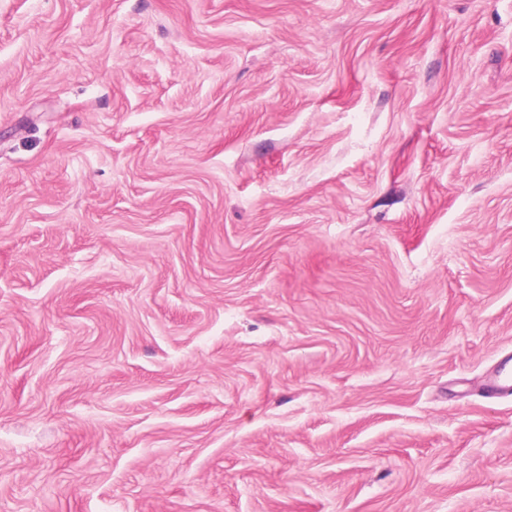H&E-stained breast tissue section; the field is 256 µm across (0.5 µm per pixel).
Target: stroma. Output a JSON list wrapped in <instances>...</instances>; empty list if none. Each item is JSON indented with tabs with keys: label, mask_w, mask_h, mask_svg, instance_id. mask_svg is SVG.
Wrapping results in <instances>:
<instances>
[{
	"label": "stroma",
	"mask_w": 512,
	"mask_h": 512,
	"mask_svg": "<svg viewBox=\"0 0 512 512\" xmlns=\"http://www.w3.org/2000/svg\"><path fill=\"white\" fill-rule=\"evenodd\" d=\"M512 0H0V512H512ZM491 397L512 394V358L504 357L485 386Z\"/></svg>",
	"instance_id": "35a3bbf8"
}]
</instances>
